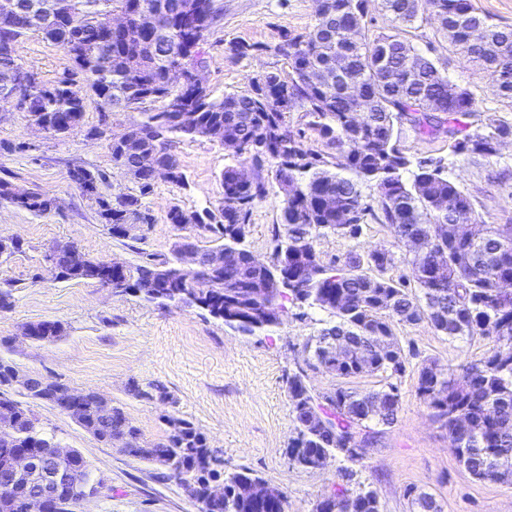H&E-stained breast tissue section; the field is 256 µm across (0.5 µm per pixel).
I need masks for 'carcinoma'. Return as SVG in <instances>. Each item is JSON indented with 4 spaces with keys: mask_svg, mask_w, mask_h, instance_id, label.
<instances>
[{
    "mask_svg": "<svg viewBox=\"0 0 512 512\" xmlns=\"http://www.w3.org/2000/svg\"><path fill=\"white\" fill-rule=\"evenodd\" d=\"M181 0H63V10L73 23L69 44L57 39L55 29H38L43 39L63 48L75 70L56 84H39L31 93L29 107L40 110L52 135L83 120L89 94L100 100L101 121L107 113L139 110L144 120L130 129L133 147L112 143V158L132 181L140 195L151 192L154 178L136 169L141 153L174 155V139H194L191 128H160L169 95L187 99L198 113L201 127H224V141L237 145L236 154L247 155L262 166L271 164L283 194L282 229L275 234L272 268L288 273V292L304 304L312 302L330 311L337 325L323 331L316 340L314 357L341 377L362 373L399 375L405 370L402 349L394 336L396 323L428 321L437 331L452 338L485 336L494 340L491 354L458 369H439L425 363L419 371L418 394L448 429V437L460 463L480 480H512V292L499 288L503 279H512V224L482 225L467 237H448L441 227L448 224H477L479 217L459 188L444 176L441 162H418V172L410 181L402 172L410 160L393 141L394 121L405 117L421 135L442 132L453 140L456 152L482 155L495 153L498 139L512 132L505 127L474 132L458 139L464 126L459 117L475 111L476 98L467 88L448 80L436 63L419 53L410 43L404 27L418 17L427 3L438 18L450 44L464 50L488 71L497 93L512 99V29L492 23L476 11L472 0H382L384 9L400 23L389 31L368 33L364 23L367 0H323V12L312 29L288 37L279 51L288 58L291 73L283 77L266 72L249 80L242 94L214 99L211 94L194 93L188 86H170L169 70L178 65L190 70L197 51H183V20L173 19L167 37L156 35L148 13L162 9L175 12ZM128 16L125 30L112 34L111 44L98 52V35L88 24V16L100 7ZM481 23L487 45L470 38L475 23ZM357 25L360 39L353 42L348 28ZM420 58V67L405 70L409 55ZM321 71L335 80L325 89L311 84L308 74ZM357 81L367 95V117L354 121L355 108L345 86ZM299 107L317 121L328 146L336 150V166L350 173L344 177L321 167L319 155L304 148L300 133L290 129L288 112ZM432 112L444 114L433 124ZM240 168L224 170V197L220 221L212 215L196 227L214 234L224 250V270L198 269L174 276L177 259L138 265L112 274V291L140 294L161 306H196L233 332L253 336L280 324L278 294L260 300L253 296V282L264 270L245 248V236L233 237L230 228L245 230L251 206L267 195L260 176L242 180ZM71 179L92 197L106 223L117 227L127 223L129 214L142 221L139 199L127 195L112 203L97 193L100 175L81 177L70 171ZM361 181L379 188L382 223L389 225L399 240L415 249L413 279L420 293H410L391 279L370 276L368 265L383 272L392 258L382 252L365 256L353 254L340 267L321 263L315 240L328 233L360 232V223L369 207L358 190ZM0 198L35 213L50 209L52 201L40 192L24 197L13 195L10 182L0 179ZM424 240L425 247L415 248ZM34 340L50 341L63 335L59 322L34 325ZM295 436L288 443V456L297 465L309 464L334 453L358 462L363 456L354 450L357 439L370 434L366 422L390 425L397 419L400 395L392 383L377 392L358 393L342 387L330 394L314 396L307 388L303 371L288 379ZM16 406L15 433L0 440V512H24L13 506L15 490L3 470L4 461L21 448L50 453L57 441L37 425L24 405L0 391V407ZM83 428L98 441L114 437L128 440L127 451L143 459L166 465L180 483L203 479L202 459L209 453L206 438L192 423L180 420L179 431L165 442L150 448L138 445V430L121 408L112 415L100 414L92 400L82 407ZM226 489L224 501L211 512H275L271 507L234 495L235 483L243 476L262 478L249 470L224 473L218 466ZM381 512L378 495L361 490L354 495L342 487L324 497L316 512Z\"/></svg>",
    "mask_w": 512,
    "mask_h": 512,
    "instance_id": "obj_1",
    "label": "carcinoma"
}]
</instances>
